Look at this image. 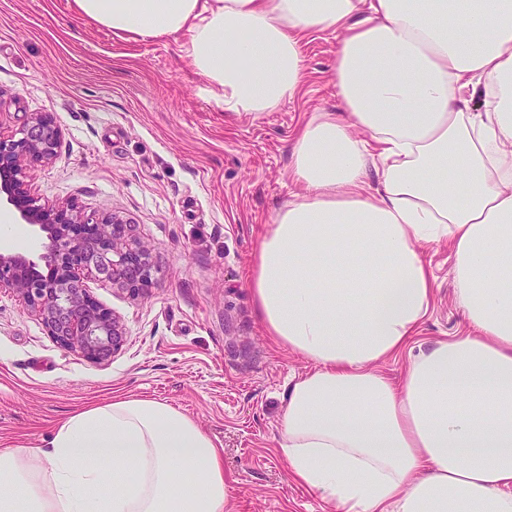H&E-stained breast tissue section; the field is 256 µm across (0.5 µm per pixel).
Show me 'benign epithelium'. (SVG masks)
I'll use <instances>...</instances> for the list:
<instances>
[{
    "label": "benign epithelium",
    "mask_w": 512,
    "mask_h": 512,
    "mask_svg": "<svg viewBox=\"0 0 512 512\" xmlns=\"http://www.w3.org/2000/svg\"><path fill=\"white\" fill-rule=\"evenodd\" d=\"M60 138L52 120L37 114L26 117L11 138L0 137V199L47 239L44 274L34 273L24 256L0 250V288L15 291L37 310L62 349L101 363L122 349L125 329L120 317L93 300L84 278L97 275L137 298L152 284L157 267L128 221L115 214H86L30 193L26 170L50 163Z\"/></svg>",
    "instance_id": "obj_1"
}]
</instances>
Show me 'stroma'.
Segmentation results:
<instances>
[{
    "instance_id": "35a3bbf8",
    "label": "stroma",
    "mask_w": 512,
    "mask_h": 512,
    "mask_svg": "<svg viewBox=\"0 0 512 512\" xmlns=\"http://www.w3.org/2000/svg\"><path fill=\"white\" fill-rule=\"evenodd\" d=\"M302 54L293 98L237 115L202 93L177 41L115 38L72 0H0V135L32 113L62 133L53 160L27 169L32 193L119 214L158 269L135 299L88 280L125 328L122 350L100 363L60 348L35 310L0 291V448L43 447L77 407L131 394L181 409L222 443L235 512H335L289 479L277 451L288 385L308 364L272 343L247 283L262 224L304 191L289 176L294 134L341 106L335 39L310 35ZM425 252L435 300L418 345L462 326L447 244Z\"/></svg>"
}]
</instances>
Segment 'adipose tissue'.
<instances>
[{
	"mask_svg": "<svg viewBox=\"0 0 512 512\" xmlns=\"http://www.w3.org/2000/svg\"><path fill=\"white\" fill-rule=\"evenodd\" d=\"M119 37L171 38L227 112L294 96L301 43L336 41L337 112L294 135L305 192L264 225L249 282L293 378L278 452L339 512H512V0H74ZM447 241L464 328L404 352ZM119 481L106 490L105 472ZM221 444L139 396L0 448V512H234Z\"/></svg>",
	"mask_w": 512,
	"mask_h": 512,
	"instance_id": "obj_1",
	"label": "adipose tissue"
}]
</instances>
